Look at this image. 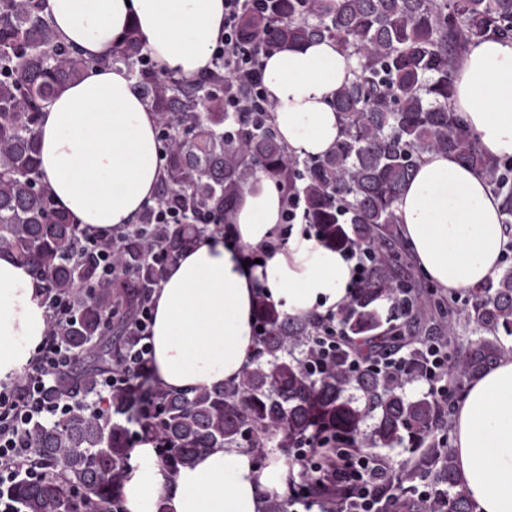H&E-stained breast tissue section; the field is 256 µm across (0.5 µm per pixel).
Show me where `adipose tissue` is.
<instances>
[{"mask_svg": "<svg viewBox=\"0 0 512 512\" xmlns=\"http://www.w3.org/2000/svg\"><path fill=\"white\" fill-rule=\"evenodd\" d=\"M50 20L89 62L61 89L37 128L40 178L74 223L111 234L154 197L162 175L156 116L126 70L101 66L131 26L164 70L191 80L210 68L224 31V0H48ZM353 63L334 40L267 55L265 93L282 141L297 156H321L340 136L330 106ZM455 109L492 159L512 156V39L470 41L458 69ZM280 190L256 176L224 233L199 240L167 268L154 296L152 372L168 389L233 385L254 364V306L265 296L295 316L347 302L353 264L300 225L284 226ZM401 233L437 287L475 286L499 267L508 238L502 199L452 155L427 154L396 204ZM287 237L288 244L272 249ZM262 253L245 264L243 249ZM42 288L27 266L0 257V379L20 372L48 327ZM461 486L476 512H512V354L474 380L453 414ZM288 480L284 457L261 467L234 445L214 448L178 472L151 440L132 453L123 486L127 512H267Z\"/></svg>", "mask_w": 512, "mask_h": 512, "instance_id": "1", "label": "adipose tissue"}]
</instances>
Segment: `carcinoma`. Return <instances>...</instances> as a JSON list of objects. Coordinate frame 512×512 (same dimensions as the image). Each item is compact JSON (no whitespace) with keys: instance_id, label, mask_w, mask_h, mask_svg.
I'll use <instances>...</instances> for the list:
<instances>
[{"instance_id":"cac0c4a2","label":"carcinoma","mask_w":512,"mask_h":512,"mask_svg":"<svg viewBox=\"0 0 512 512\" xmlns=\"http://www.w3.org/2000/svg\"><path fill=\"white\" fill-rule=\"evenodd\" d=\"M47 8V0H0V256L28 266L42 289L71 299L70 317L52 329L75 361L47 392L64 412L30 423V454L17 477L0 484V498L13 499L17 512H122L127 424L140 385L105 392L100 379L130 341L143 294L164 277L167 260L199 241L202 227L125 232L115 248L112 239L101 241L98 249L112 250L116 264L114 275L101 279L97 252L79 244L90 231L71 222L39 178L36 129L54 96L89 65L55 31ZM238 31L241 43L270 51L333 39L355 60L331 101L341 138L330 153L298 167L267 114L224 134L234 115L224 111L232 88L222 70L184 85L144 64L146 50L132 27L105 64L125 68L156 113L166 137L161 196L218 218L260 172L290 192L303 191L305 222L324 245L371 249V269L336 313L347 341L326 372L313 374L302 362L316 341L315 321L261 300L254 367L227 387L160 388L143 432L170 445L163 462L174 472L226 444L258 454L279 435L300 442L321 432L351 448L407 442L413 456L392 476L391 512H475L460 488L454 450L438 435L446 407L429 392L408 398L405 386L422 375L413 346L431 327L452 336L464 321L485 333L450 368L460 392L509 353L500 336H512V266L468 289L458 307L411 271L396 203L423 155L447 152L502 197L503 223L512 227V156L488 158L451 104L469 41L512 39V0H261L246 5ZM392 348L408 349L401 375L379 367ZM357 351L363 363L353 370ZM422 478L432 489L428 500L408 491Z\"/></svg>"}]
</instances>
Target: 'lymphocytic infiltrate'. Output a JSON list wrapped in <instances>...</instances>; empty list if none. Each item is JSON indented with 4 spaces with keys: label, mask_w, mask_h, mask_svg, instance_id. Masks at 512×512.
Segmentation results:
<instances>
[{
    "label": "lymphocytic infiltrate",
    "mask_w": 512,
    "mask_h": 512,
    "mask_svg": "<svg viewBox=\"0 0 512 512\" xmlns=\"http://www.w3.org/2000/svg\"><path fill=\"white\" fill-rule=\"evenodd\" d=\"M247 0H224V33L212 49L213 62L224 67L225 80L241 85V96L225 100L238 125L255 124L261 113L271 111L262 81L264 52L238 41L237 20ZM147 207L155 224H200L205 232H223L226 222L206 212L188 213L168 202L152 199ZM153 298L145 296L130 331L132 346L122 352L111 375L102 381L104 391L127 387L131 378L142 377L152 357L151 327ZM418 346L425 361L422 380L440 401H447L450 389L448 339L431 334L420 338ZM70 352L53 334H45L23 371L9 383L0 384V481H10L17 463L30 450L28 426L33 419L53 418L58 409L44 399V389L69 364ZM325 443L317 436L291 447L298 465V477L288 497V512H389L392 501L386 487L391 462L360 448L341 449L336 457L326 456Z\"/></svg>",
    "instance_id": "obj_1"
}]
</instances>
